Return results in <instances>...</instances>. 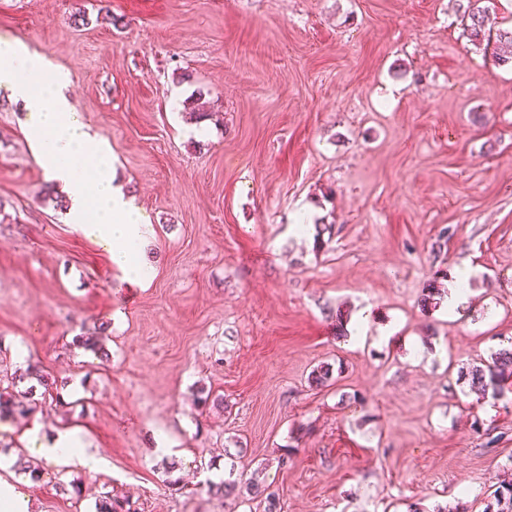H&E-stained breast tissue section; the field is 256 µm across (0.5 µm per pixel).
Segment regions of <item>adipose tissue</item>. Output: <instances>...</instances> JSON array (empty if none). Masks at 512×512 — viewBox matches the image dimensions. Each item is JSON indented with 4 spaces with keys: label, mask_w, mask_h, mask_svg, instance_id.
Segmentation results:
<instances>
[{
    "label": "adipose tissue",
    "mask_w": 512,
    "mask_h": 512,
    "mask_svg": "<svg viewBox=\"0 0 512 512\" xmlns=\"http://www.w3.org/2000/svg\"><path fill=\"white\" fill-rule=\"evenodd\" d=\"M66 75L44 54L21 42L0 39V89L28 109L25 134L36 164L56 184L88 237L110 246V260L127 278L148 280L152 268L142 255L144 221L123 186L117 182L109 149L94 148L95 135L64 94ZM39 456L58 468L77 466L99 471L103 461L88 451L80 430L54 431Z\"/></svg>",
    "instance_id": "obj_1"
}]
</instances>
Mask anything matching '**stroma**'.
<instances>
[{
	"instance_id": "1",
	"label": "stroma",
	"mask_w": 512,
	"mask_h": 512,
	"mask_svg": "<svg viewBox=\"0 0 512 512\" xmlns=\"http://www.w3.org/2000/svg\"><path fill=\"white\" fill-rule=\"evenodd\" d=\"M465 3L0 0V39L67 72L111 148L154 269L126 281L48 199L0 92V382L22 349L60 396L0 421V447L36 421L106 460L21 475L32 512H263L207 487L255 477L283 512H484L512 393L459 372L512 346V63ZM305 213L330 233L300 234ZM467 268V305L422 309ZM100 333L106 361L79 342ZM322 363L343 372L315 389Z\"/></svg>"
}]
</instances>
